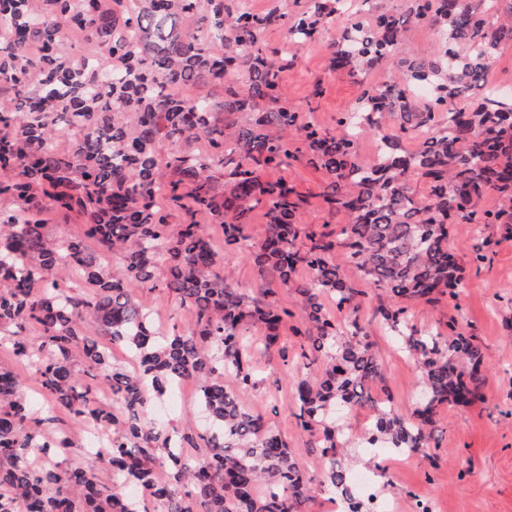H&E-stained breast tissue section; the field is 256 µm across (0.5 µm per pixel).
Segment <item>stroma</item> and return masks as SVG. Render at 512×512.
<instances>
[{
	"mask_svg": "<svg viewBox=\"0 0 512 512\" xmlns=\"http://www.w3.org/2000/svg\"><path fill=\"white\" fill-rule=\"evenodd\" d=\"M329 57L327 42L309 44L298 51L283 75L288 103L296 107L303 105L315 83L324 84L326 93L311 119L327 129L335 126L339 113L354 104L364 87L386 77L380 68L361 83H353L331 71ZM267 177L287 180L307 195V231L320 232L328 221L343 223V215L331 217L326 212L320 196L325 182L322 170L302 160L271 170ZM450 245L465 269L463 287L456 298L412 306L410 321L421 330H443L453 318L473 333L483 353L484 383L471 405L439 408L435 448L428 458L412 457L405 466L395 468L392 483L382 495L400 499L401 512H413L419 498L431 512H512V231L500 224H459ZM365 330L385 372L384 379L371 388L373 398L410 414L419 401L414 362L377 323L370 321ZM259 368L266 382L245 394V404L274 424L290 447L298 449L305 474L319 478V459L306 451L310 439L297 426V408L287 395L283 366L263 362ZM371 417L366 407L339 414L352 469L368 466L369 456L360 442Z\"/></svg>",
	"mask_w": 512,
	"mask_h": 512,
	"instance_id": "obj_1",
	"label": "stroma"
}]
</instances>
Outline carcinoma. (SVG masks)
I'll return each instance as SVG.
<instances>
[{
  "mask_svg": "<svg viewBox=\"0 0 512 512\" xmlns=\"http://www.w3.org/2000/svg\"><path fill=\"white\" fill-rule=\"evenodd\" d=\"M403 3L390 12L361 0L353 12L350 0H276L258 13L246 0H0V99L10 103L0 106V200L15 204L0 208V335L51 398L32 412L26 379L0 367V512H309L319 490L363 512L336 410L372 404V440L424 455L438 407L477 397L475 336L455 322L446 334L419 330L406 303L434 304L461 287L449 225L512 224V100L486 83L498 48L512 43V0ZM273 25L286 27L292 54L263 48ZM414 25L435 28L436 43L409 47ZM63 31L89 52L74 57ZM323 39L332 71L354 82L387 70L331 130L301 119L315 112L320 86L301 109L283 87L295 52ZM66 128L78 137L62 151ZM362 135L378 140L371 164L358 159ZM203 136L209 149L199 152ZM304 157L326 175L328 212L347 217L329 233L306 232L305 197L265 177ZM489 192L498 208L479 209ZM259 207L257 244L248 224ZM49 210L76 216L83 235L51 233ZM211 224L299 301L291 391L297 426L313 438L307 452L321 461L316 486L298 449L241 398L263 382L255 354L285 355L291 312L267 299L271 288L261 299L238 288ZM86 238L121 252L119 270L104 268ZM338 247L390 294L381 326L417 361L425 395L408 416L368 394L383 371ZM300 269L308 277L295 278ZM72 273L88 291L71 286ZM159 288L189 320L154 327L140 292ZM326 298L348 311L343 327ZM29 326L34 341L21 335ZM108 341L138 366L113 363ZM180 383L196 386L203 433L151 418ZM103 384L112 405L99 397ZM63 414L104 435L82 463L70 459L76 439Z\"/></svg>",
  "mask_w": 512,
  "mask_h": 512,
  "instance_id": "cac0c4a2",
  "label": "carcinoma"
}]
</instances>
